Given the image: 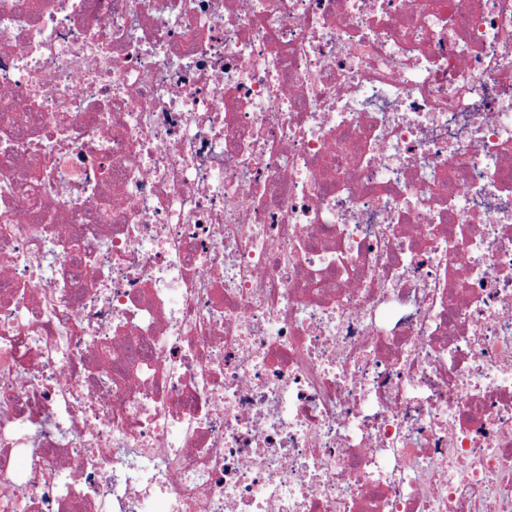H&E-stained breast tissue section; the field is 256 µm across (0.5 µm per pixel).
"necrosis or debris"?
<instances>
[{"mask_svg": "<svg viewBox=\"0 0 512 512\" xmlns=\"http://www.w3.org/2000/svg\"><path fill=\"white\" fill-rule=\"evenodd\" d=\"M0 215V512H512V0H0Z\"/></svg>", "mask_w": 512, "mask_h": 512, "instance_id": "4bbe7bcc", "label": "necrosis or debris"}]
</instances>
